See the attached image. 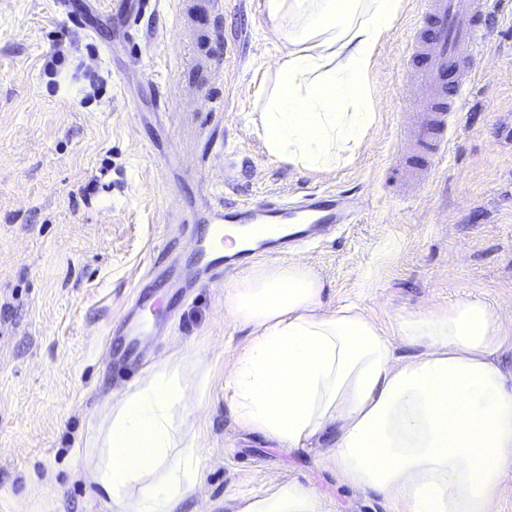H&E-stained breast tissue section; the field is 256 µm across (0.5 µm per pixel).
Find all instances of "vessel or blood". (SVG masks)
I'll return each instance as SVG.
<instances>
[{"mask_svg": "<svg viewBox=\"0 0 512 512\" xmlns=\"http://www.w3.org/2000/svg\"><path fill=\"white\" fill-rule=\"evenodd\" d=\"M487 0H424L422 21L432 28L430 38L412 39L403 58L411 83L424 88L421 96L405 100V112L414 116V144L433 154L448 147V115L461 111V91H448L449 73L471 67L485 42L487 32L478 21ZM340 194L333 191L308 192L296 205L273 199L244 201L233 206L205 205L204 209L182 214L166 211L167 221L195 224L200 228L193 247L198 263L213 276L233 266H246L252 249L228 256L223 250L224 228L229 224L253 225V233L269 240L271 248L285 251L313 232H331L354 218L340 205Z\"/></svg>", "mask_w": 512, "mask_h": 512, "instance_id": "b4317fda", "label": "vessel or blood"}]
</instances>
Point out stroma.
Here are the masks:
<instances>
[{
    "mask_svg": "<svg viewBox=\"0 0 512 512\" xmlns=\"http://www.w3.org/2000/svg\"><path fill=\"white\" fill-rule=\"evenodd\" d=\"M113 0H0V512H103L84 455L127 388L110 335L166 249L191 276L190 234L165 221L307 189L352 198L361 217L295 251L330 305L355 301L392 326L400 313L485 301L512 332V12H486L488 37L448 150L411 168L412 93L401 67L420 0H403L375 60L376 122L349 163L308 173L271 158L262 88L286 46L263 0H154L124 49ZM94 82L72 83L74 66ZM232 275L193 282L145 337L140 373L196 348L210 369L187 435L201 476L177 512H239L245 496L294 480L323 512H386L319 449L288 452L246 433L224 406V351L248 339L224 315Z\"/></svg>",
    "mask_w": 512,
    "mask_h": 512,
    "instance_id": "1",
    "label": "stroma"
}]
</instances>
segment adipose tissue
<instances>
[{
	"label": "adipose tissue",
	"instance_id": "obj_1",
	"mask_svg": "<svg viewBox=\"0 0 512 512\" xmlns=\"http://www.w3.org/2000/svg\"><path fill=\"white\" fill-rule=\"evenodd\" d=\"M401 0H264L287 47L265 97L269 155L333 170L363 147L374 121V58ZM224 314L250 328L224 361L235 423L275 446H323L348 486L387 512H491L512 495V349L476 299L397 316L386 328L356 303L329 308L303 262H259L224 287ZM208 375L156 366L115 394L90 450L105 512H175L195 486L200 451L183 432ZM240 512H321L295 481L247 496Z\"/></svg>",
	"mask_w": 512,
	"mask_h": 512
}]
</instances>
